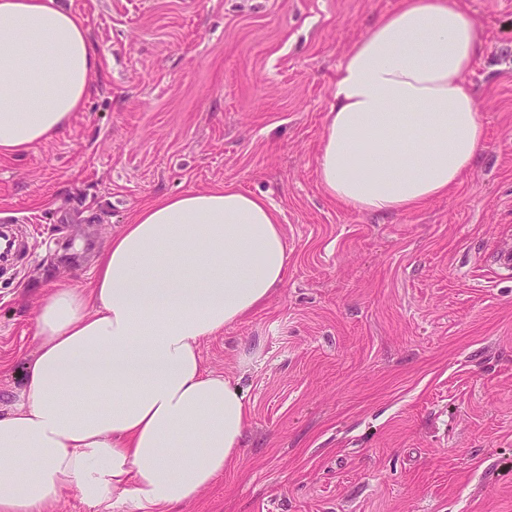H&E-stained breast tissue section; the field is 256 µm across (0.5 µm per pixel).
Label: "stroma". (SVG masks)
<instances>
[{
    "mask_svg": "<svg viewBox=\"0 0 512 512\" xmlns=\"http://www.w3.org/2000/svg\"><path fill=\"white\" fill-rule=\"evenodd\" d=\"M486 129L448 196L392 215L329 199L317 147L336 69L398 0H61L100 55L58 139L0 159V408L36 355L34 299L91 287L147 201L232 184L288 239L270 302L204 343L244 392L241 455L188 512H512V0H462ZM15 224L0 225V258L4 263L13 261L19 253Z\"/></svg>",
    "mask_w": 512,
    "mask_h": 512,
    "instance_id": "35a3bbf8",
    "label": "stroma"
}]
</instances>
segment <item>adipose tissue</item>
Wrapping results in <instances>:
<instances>
[{
    "label": "adipose tissue",
    "instance_id": "obj_1",
    "mask_svg": "<svg viewBox=\"0 0 512 512\" xmlns=\"http://www.w3.org/2000/svg\"><path fill=\"white\" fill-rule=\"evenodd\" d=\"M483 50L459 0H399L345 54L318 148L324 193L391 215L447 195L485 126L465 79ZM98 65L83 19L57 0H0V157L58 137ZM275 206L234 185L158 197L101 251L90 290L37 298V356L0 414V512H186L239 457L242 391L202 345L283 286Z\"/></svg>",
    "mask_w": 512,
    "mask_h": 512
}]
</instances>
